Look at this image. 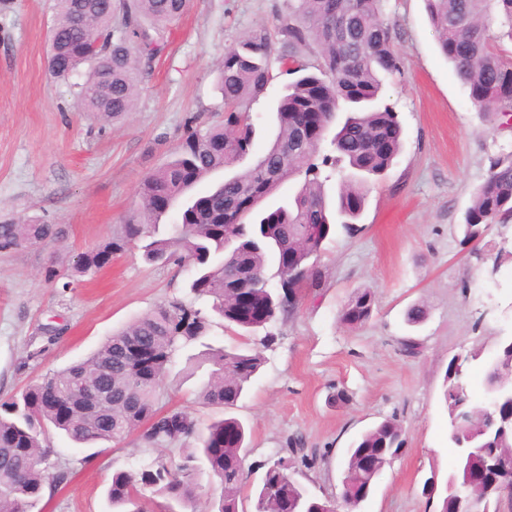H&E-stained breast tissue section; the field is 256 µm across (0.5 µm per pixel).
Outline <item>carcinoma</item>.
<instances>
[{"label": "carcinoma", "mask_w": 512, "mask_h": 512, "mask_svg": "<svg viewBox=\"0 0 512 512\" xmlns=\"http://www.w3.org/2000/svg\"><path fill=\"white\" fill-rule=\"evenodd\" d=\"M438 45L469 89L475 106L503 119L512 111V61L500 55L488 35L512 40V0H424ZM186 0H56L50 30V74L67 80L86 67L77 93V107L107 123L125 119L135 108L141 79L166 49L165 29L180 16ZM280 73L296 75L275 103L276 133L267 150L246 169L203 193L192 190L209 175L236 163L252 148L254 125L247 103L275 79L269 65L271 43L255 32L224 54L220 64L223 120L205 129L192 128L171 158L139 183L140 206L118 236L72 258L71 275L84 276L102 267L111 255L145 240L149 261L163 257L194 269L190 300L171 302L148 312L102 341L86 358L42 377L18 398L0 403V512H34L45 489L67 481L65 472L48 473L47 431L55 429L72 443L93 448L120 443L135 432L152 448L181 444L178 457L157 456L138 470L112 475L107 497L115 512L139 505L148 490L162 499L160 512H199L201 480L216 482L221 495L211 512H243V460L247 427L228 414L246 395L265 358L257 349L214 347L204 339L210 319L203 303L225 326L247 336L296 311L292 288H317L320 275L311 258L318 255L336 220L351 226L363 213L365 180L342 175L336 203L328 200L326 182L348 166L368 176L383 174L402 147L403 129L396 112L380 105L382 77L401 73L393 34L383 17V0H289L281 29ZM319 48L317 65L295 63L301 51ZM357 106L345 119L326 154L314 163L319 143L302 139L304 112H326L336 119L339 101ZM300 177L293 200L260 210L285 182ZM164 199L178 210L169 236L159 238L167 211L155 206ZM512 219V154L498 157L476 189L462 223L464 240H474L477 225ZM59 224H0V252L64 237ZM289 255L302 282L289 283L279 256ZM246 294L266 317L254 321L240 314ZM373 293L357 291L341 310L339 321L357 329L372 317ZM205 347L201 363L210 365L200 388L202 401L226 414L202 425L191 413L161 405V390L175 353L184 347ZM502 350L484 365L487 399L466 403L475 413L495 403L512 402L490 393L494 365ZM399 424L392 419L363 433L348 449L341 482L351 489L373 488L378 471L365 468L369 456H386L401 448ZM494 435L475 431L471 453L456 447L453 470L457 493L470 492L466 471L480 472L488 458L479 449ZM312 499L279 458L254 492V512H312Z\"/></svg>", "instance_id": "obj_1"}]
</instances>
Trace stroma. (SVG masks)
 I'll use <instances>...</instances> for the list:
<instances>
[{"mask_svg": "<svg viewBox=\"0 0 512 512\" xmlns=\"http://www.w3.org/2000/svg\"><path fill=\"white\" fill-rule=\"evenodd\" d=\"M384 13L402 71L385 79L381 98L402 125V148L386 172L369 179L355 230L336 226L325 241L320 287L304 290L294 315L271 325L275 341L233 410L250 429L245 512L267 467L283 456L311 494L338 495L349 446L386 419L400 424L403 453L385 467L362 512H437L422 486L432 476L446 481L454 460L448 363L474 355L466 392L481 401L483 360L512 335V222L490 225L467 245L461 226L492 162L512 152V126L473 104L439 51L424 0H385ZM54 15V0L0 5V222L37 219L66 231L62 241L0 253V402L85 357L135 318L186 299L192 267L147 263L136 247L74 280L68 263L119 232L139 207L140 180L166 161L193 117L221 120L226 49L264 31L280 52L288 0H187L134 112L114 125L78 110L83 75L50 77ZM287 81L279 76L250 101L256 134L238 169L271 143L274 103ZM50 267L56 278L46 277ZM364 288L375 297L373 317L347 329L339 312ZM417 302L427 316L412 327L405 312ZM201 353L198 345L178 352L161 402L205 423L222 411L202 404L201 374L185 371ZM340 391L346 403L334 402ZM294 440L301 450L291 457L286 448ZM49 446L50 471L68 479L46 490L43 512H110L113 471L139 469L157 454L135 435L94 458L60 435Z\"/></svg>", "mask_w": 512, "mask_h": 512, "instance_id": "1", "label": "stroma"}]
</instances>
